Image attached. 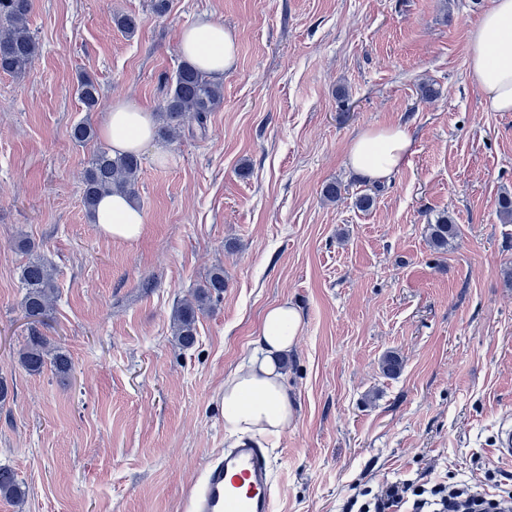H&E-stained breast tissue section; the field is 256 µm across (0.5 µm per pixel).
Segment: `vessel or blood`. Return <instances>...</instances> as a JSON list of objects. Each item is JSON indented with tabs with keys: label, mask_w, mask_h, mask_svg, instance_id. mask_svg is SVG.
<instances>
[{
	"label": "vessel or blood",
	"mask_w": 512,
	"mask_h": 512,
	"mask_svg": "<svg viewBox=\"0 0 512 512\" xmlns=\"http://www.w3.org/2000/svg\"><path fill=\"white\" fill-rule=\"evenodd\" d=\"M274 481L254 440L239 441L213 459L188 496V512H271Z\"/></svg>",
	"instance_id": "vessel-or-blood-1"
}]
</instances>
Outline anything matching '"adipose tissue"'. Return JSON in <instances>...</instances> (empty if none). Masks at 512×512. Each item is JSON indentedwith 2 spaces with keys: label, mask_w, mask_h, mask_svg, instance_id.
Returning a JSON list of instances; mask_svg holds the SVG:
<instances>
[{
  "label": "adipose tissue",
  "mask_w": 512,
  "mask_h": 512,
  "mask_svg": "<svg viewBox=\"0 0 512 512\" xmlns=\"http://www.w3.org/2000/svg\"><path fill=\"white\" fill-rule=\"evenodd\" d=\"M512 42V0H492L472 29L468 48V75L484 93L492 109L512 112V54L501 52ZM181 54L200 69L219 76L236 62L237 38L222 24L201 21L184 29ZM152 113L114 99L101 133L119 153L140 151L154 138ZM411 138L401 126L369 129L353 141L351 168L379 180L395 173L406 161ZM96 222L101 232L115 240H137L144 228L140 209L120 194L100 201ZM302 330L299 311L284 302L264 316L255 355L224 382V430L236 437H278L295 420L296 410L285 394V360Z\"/></svg>",
  "instance_id": "1"
}]
</instances>
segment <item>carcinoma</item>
I'll list each match as a JSON object with an SVG mask.
<instances>
[{"label": "carcinoma", "instance_id": "1", "mask_svg": "<svg viewBox=\"0 0 512 512\" xmlns=\"http://www.w3.org/2000/svg\"><path fill=\"white\" fill-rule=\"evenodd\" d=\"M33 0H0V74L14 77L25 75L40 52V45L30 27ZM165 96L158 112L157 137L164 142L178 139L182 130L196 124L204 130L210 114L224 102L221 85L194 65L182 63L172 77L164 79ZM75 93L85 111L95 112L102 105L100 86L88 75L77 78ZM97 137V131L87 121H79L70 129L73 142L83 145ZM141 162L134 153L114 154L108 146L100 147L90 158L82 175V203L86 215L95 216L99 200L119 193L135 202ZM430 242L438 250L448 248V242L459 236L458 225L446 216L430 225ZM20 283L23 288L21 307L30 320L28 336L19 353V362L31 374H39L51 364L56 374L64 376L71 370L68 355L50 348V342L38 328L57 297L58 287L50 264L35 255L22 266ZM224 294V268L215 266L194 299L183 300L173 314V335L178 345L190 349L197 337L198 313L212 300ZM26 488L8 466H0V499L20 503Z\"/></svg>", "mask_w": 512, "mask_h": 512}]
</instances>
